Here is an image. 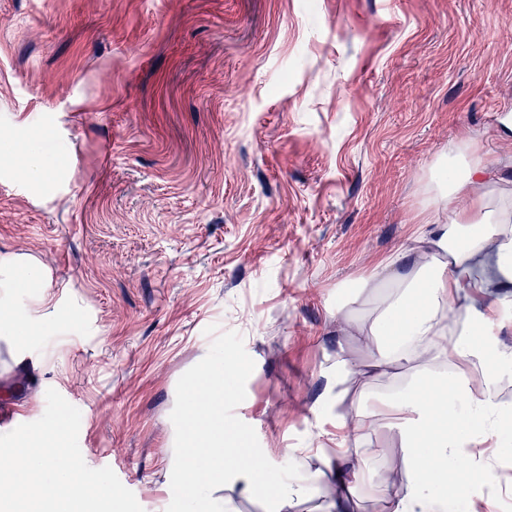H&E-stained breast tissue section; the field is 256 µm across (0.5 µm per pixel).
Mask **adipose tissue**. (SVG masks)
Instances as JSON below:
<instances>
[{
    "label": "adipose tissue",
    "mask_w": 512,
    "mask_h": 512,
    "mask_svg": "<svg viewBox=\"0 0 512 512\" xmlns=\"http://www.w3.org/2000/svg\"><path fill=\"white\" fill-rule=\"evenodd\" d=\"M448 169L447 184L433 197L445 220L424 224L399 256L354 280L336 310L339 335L357 337L368 355L362 362H337V374L364 387L374 378L393 380L399 368L417 372L375 410L336 418L344 439L389 428L410 453L405 471L371 473L374 512H452L472 498L474 484L495 483L494 467L476 451L499 444L512 430V405L499 398L512 352L496 340L512 316L484 305L485 283L478 278L493 265L512 284V194L493 189L480 158L449 161ZM366 296L381 310L369 324L354 310ZM458 364L479 368V386L455 372ZM238 372L235 361L206 352L185 389L179 451L166 488L177 512H225L218 491L227 484L247 498L271 502L272 512H293L317 489L318 475L278 476L269 450L250 447L240 431L225 428L224 408L237 400L228 382ZM382 453L379 447H347L331 455L337 479L332 512H351L353 480L368 458ZM472 474L477 483H468Z\"/></svg>",
    "instance_id": "ef3b65f1"
}]
</instances>
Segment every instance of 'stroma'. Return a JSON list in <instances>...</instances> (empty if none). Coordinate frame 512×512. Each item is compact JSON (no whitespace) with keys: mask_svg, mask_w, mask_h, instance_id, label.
Instances as JSON below:
<instances>
[{"mask_svg":"<svg viewBox=\"0 0 512 512\" xmlns=\"http://www.w3.org/2000/svg\"><path fill=\"white\" fill-rule=\"evenodd\" d=\"M451 149L512 191V0H0V305L36 330L0 334V411L56 389L87 466L169 512L183 381L223 352L226 419L322 471L320 397L366 355L340 287L442 220ZM412 378L342 384L335 412ZM359 440L389 449L367 507L406 459Z\"/></svg>","mask_w":512,"mask_h":512,"instance_id":"1","label":"stroma"}]
</instances>
